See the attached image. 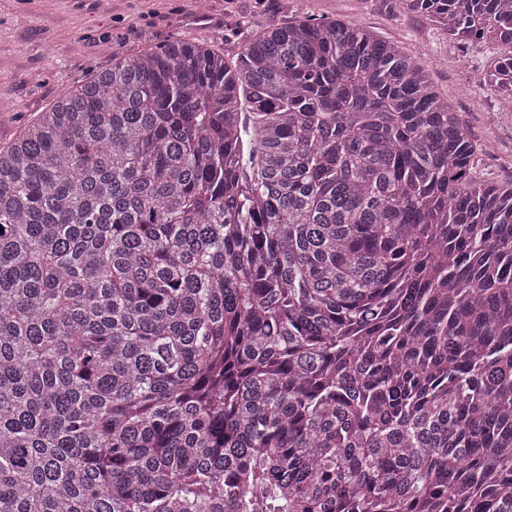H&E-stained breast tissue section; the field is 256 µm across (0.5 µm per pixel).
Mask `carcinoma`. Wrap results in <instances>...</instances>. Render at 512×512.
Instances as JSON below:
<instances>
[{
	"label": "carcinoma",
	"instance_id": "obj_1",
	"mask_svg": "<svg viewBox=\"0 0 512 512\" xmlns=\"http://www.w3.org/2000/svg\"><path fill=\"white\" fill-rule=\"evenodd\" d=\"M388 2L512 46V0ZM476 154L351 20L112 56L0 148V512H512Z\"/></svg>",
	"mask_w": 512,
	"mask_h": 512
}]
</instances>
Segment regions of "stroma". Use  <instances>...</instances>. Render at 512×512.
<instances>
[{
    "label": "stroma",
    "instance_id": "stroma-1",
    "mask_svg": "<svg viewBox=\"0 0 512 512\" xmlns=\"http://www.w3.org/2000/svg\"><path fill=\"white\" fill-rule=\"evenodd\" d=\"M290 0H0V147H7L51 104L116 55L175 36L236 47L247 24L287 20ZM310 14L356 21L418 58L447 95L470 138L477 168L494 183L512 182V112L500 110L483 77L506 46L459 43L429 21L396 16L384 0H308Z\"/></svg>",
    "mask_w": 512,
    "mask_h": 512
}]
</instances>
